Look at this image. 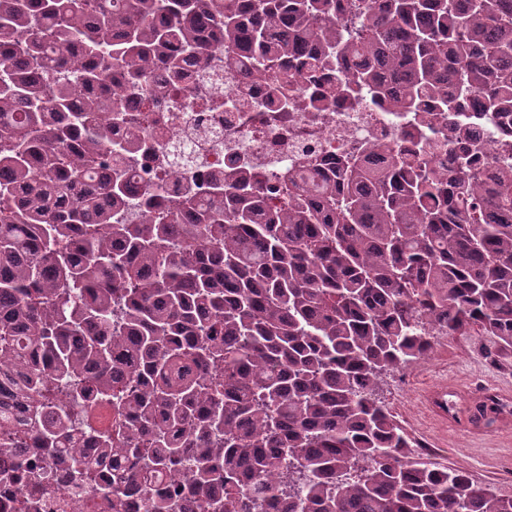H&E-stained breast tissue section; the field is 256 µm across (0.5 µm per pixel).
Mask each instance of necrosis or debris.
Returning <instances> with one entry per match:
<instances>
[{"instance_id": "4bbe7bcc", "label": "necrosis or debris", "mask_w": 512, "mask_h": 512, "mask_svg": "<svg viewBox=\"0 0 512 512\" xmlns=\"http://www.w3.org/2000/svg\"><path fill=\"white\" fill-rule=\"evenodd\" d=\"M223 56L216 45L209 58H187L178 76L159 72L150 107L131 104L126 125L116 127L120 140L127 127L142 132L140 144L131 148L139 187L161 188L170 199L188 187L204 196L218 175L236 173L268 189L267 203L276 206L290 176L331 175L338 161L363 162L376 146L396 143L411 150L420 138H430V170L445 173L454 162L448 133L459 126L475 134L486 179H494L503 163L512 164V114L484 111L479 101L459 112H398L384 100L374 105L352 99L316 109L309 101L308 77L290 81L282 100L272 94L277 74L233 72L224 67ZM218 92L224 95L223 108L203 110V102ZM182 151L193 160L185 170L172 164ZM61 398L74 433L82 435L106 480L127 485V463L99 456L94 440L95 430L112 423L111 403H89L66 391ZM70 473L66 457L45 459L32 441L18 454L0 456V512H145L137 489L130 488L116 510L112 496L72 483Z\"/></svg>"}]
</instances>
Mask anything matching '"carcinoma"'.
Listing matches in <instances>:
<instances>
[{"label":"carcinoma","mask_w":512,"mask_h":512,"mask_svg":"<svg viewBox=\"0 0 512 512\" xmlns=\"http://www.w3.org/2000/svg\"><path fill=\"white\" fill-rule=\"evenodd\" d=\"M224 43V64L313 77L391 106L512 113V0H0V394L26 372L34 436L76 481L95 464L59 383L110 400L98 447L133 462L149 512H512V496L425 461L378 397L382 375L478 328L512 348V170L488 184L468 132L434 176L386 146L288 201L235 176L209 198L137 191L112 129Z\"/></svg>","instance_id":"1"}]
</instances>
